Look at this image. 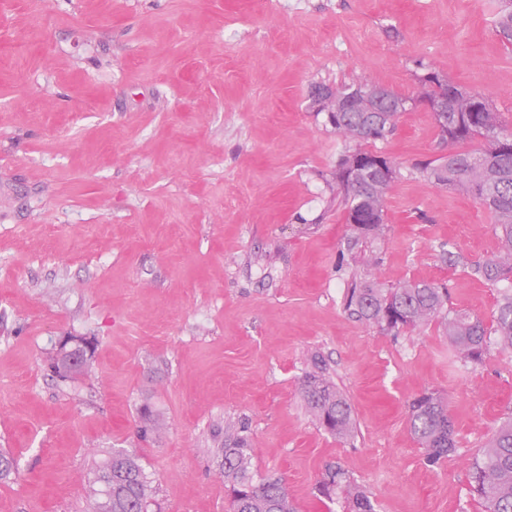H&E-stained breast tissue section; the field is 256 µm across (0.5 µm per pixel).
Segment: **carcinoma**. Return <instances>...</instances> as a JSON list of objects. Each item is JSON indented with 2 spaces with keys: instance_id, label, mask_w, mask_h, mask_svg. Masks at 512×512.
I'll return each mask as SVG.
<instances>
[{
  "instance_id": "carcinoma-1",
  "label": "carcinoma",
  "mask_w": 512,
  "mask_h": 512,
  "mask_svg": "<svg viewBox=\"0 0 512 512\" xmlns=\"http://www.w3.org/2000/svg\"><path fill=\"white\" fill-rule=\"evenodd\" d=\"M495 33L512 45V0H506L495 20ZM310 98V107L327 113L336 134L356 143L349 154L340 155L336 181L343 192L341 204L354 235L347 239L352 252L372 242L383 232L385 200L396 178L395 165L363 145L383 140L396 127L408 99L391 94L393 112L377 111L375 86L343 84ZM468 96L451 98L450 111L434 115L440 143L448 154L419 165L431 183L460 189L474 195L494 219L499 251L474 265L476 276L492 286L512 277V141L503 133L501 113L483 100L482 110L472 111ZM476 137L490 141L487 150H459L457 145ZM363 155L379 158L387 168H355L352 161ZM448 290L434 283L406 281L385 286L375 273L352 275L343 295V308L350 315L382 331L398 333L433 321H441L450 347L463 359L479 362L497 344L512 350V294L505 292L497 304L492 326L470 313L447 306ZM325 364L314 357V369L299 380V392L307 413L328 433L342 440L354 435L356 421L351 404L339 387L325 375ZM410 431L423 449V462L440 467L457 451L455 431L446 399L425 391L411 403ZM253 443L248 424L241 420L224 429V463L219 475L228 488L227 512H296L285 481L276 475L255 477ZM99 488L90 489L91 512H147L149 486L138 458L123 450L107 452L96 465ZM472 496L484 504V512H512V418L503 420L484 448L468 463ZM321 504H344L345 512H375L369 493L357 485L344 466L329 465L316 486Z\"/></svg>"
}]
</instances>
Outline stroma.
Listing matches in <instances>:
<instances>
[{
  "mask_svg": "<svg viewBox=\"0 0 512 512\" xmlns=\"http://www.w3.org/2000/svg\"><path fill=\"white\" fill-rule=\"evenodd\" d=\"M501 0H0V449L17 471L0 512H85L107 449L135 454L149 512H226L224 423L246 419L253 468L296 512L341 462L376 512H481L471 456L512 416V351L461 360L438 324L392 335L342 308L353 232L336 161L349 145L312 85L413 100L374 151L399 174L373 249L386 285L447 287L492 321L500 290L471 267L493 218L422 177L437 128L416 100L430 72L488 98L512 134ZM457 255L449 264V255ZM94 339L89 378L53 379L57 336ZM320 352L355 435L308 417L298 380ZM448 401L458 450L427 468L407 410ZM165 419L138 436L139 410Z\"/></svg>",
  "mask_w": 512,
  "mask_h": 512,
  "instance_id": "obj_1",
  "label": "stroma"
}]
</instances>
